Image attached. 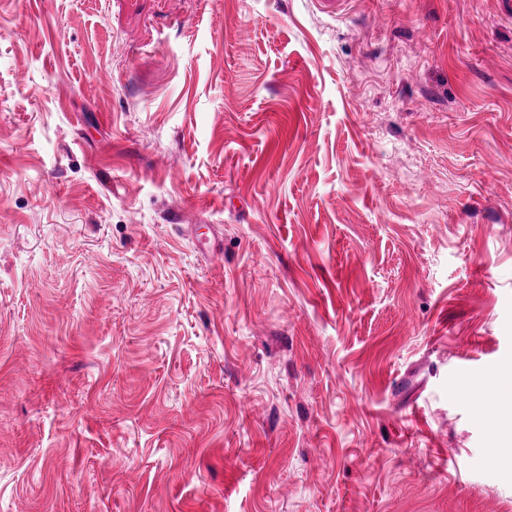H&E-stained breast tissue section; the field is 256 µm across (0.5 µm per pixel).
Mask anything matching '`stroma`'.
<instances>
[{"mask_svg":"<svg viewBox=\"0 0 512 512\" xmlns=\"http://www.w3.org/2000/svg\"><path fill=\"white\" fill-rule=\"evenodd\" d=\"M497 0H0V512H512ZM482 388L489 396L496 397L502 407L511 411L512 409V398L511 395L507 400H503L499 393L509 392L512 386V372L511 369L501 371L499 374L490 377L489 379L483 380L479 383Z\"/></svg>","mask_w":512,"mask_h":512,"instance_id":"35a3bbf8","label":"stroma"}]
</instances>
